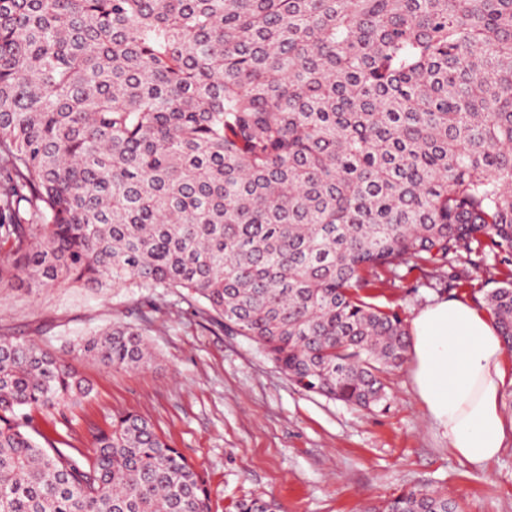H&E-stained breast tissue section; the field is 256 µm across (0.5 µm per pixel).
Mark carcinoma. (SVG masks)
Returning <instances> with one entry per match:
<instances>
[{
	"mask_svg": "<svg viewBox=\"0 0 512 512\" xmlns=\"http://www.w3.org/2000/svg\"><path fill=\"white\" fill-rule=\"evenodd\" d=\"M463 252L501 258L485 309L512 351V0H0V287L149 298L77 356L151 365L158 299L185 290L303 389L377 407L409 334L372 290L402 267L462 288ZM90 392L0 334V512H210L140 414L87 456L35 439L31 412Z\"/></svg>",
	"mask_w": 512,
	"mask_h": 512,
	"instance_id": "1",
	"label": "carcinoma"
}]
</instances>
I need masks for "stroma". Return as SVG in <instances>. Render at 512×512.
Instances as JSON below:
<instances>
[{
  "label": "stroma",
  "mask_w": 512,
  "mask_h": 512,
  "mask_svg": "<svg viewBox=\"0 0 512 512\" xmlns=\"http://www.w3.org/2000/svg\"><path fill=\"white\" fill-rule=\"evenodd\" d=\"M478 265L470 286L451 291L413 271L375 302L407 322L439 299L481 305L498 286L499 261L489 255ZM166 300L170 313L150 331L157 362L125 371L77 357L72 343L113 321L137 322L140 292L0 289V333L49 346L94 388L65 416L34 413V426L86 453L114 414H141L204 473L211 512L253 495L279 512H368L413 486L447 492L463 512H512V429L490 466L459 458L415 390L411 359L387 375L385 405L350 406L290 382L254 342L197 318L193 301Z\"/></svg>",
  "instance_id": "stroma-1"
}]
</instances>
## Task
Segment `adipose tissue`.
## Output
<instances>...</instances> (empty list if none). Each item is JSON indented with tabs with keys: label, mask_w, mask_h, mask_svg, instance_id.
Here are the masks:
<instances>
[{
	"label": "adipose tissue",
	"mask_w": 512,
	"mask_h": 512,
	"mask_svg": "<svg viewBox=\"0 0 512 512\" xmlns=\"http://www.w3.org/2000/svg\"><path fill=\"white\" fill-rule=\"evenodd\" d=\"M414 383L454 453L487 466L500 455L506 421L499 404L506 347L488 313L438 300L410 325Z\"/></svg>",
	"instance_id": "1"
}]
</instances>
